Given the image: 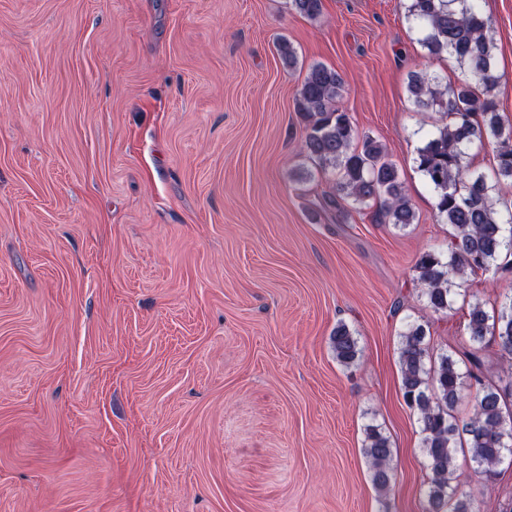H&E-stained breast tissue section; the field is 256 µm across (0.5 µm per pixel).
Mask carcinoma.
I'll use <instances>...</instances> for the list:
<instances>
[{"instance_id":"1","label":"carcinoma","mask_w":512,"mask_h":512,"mask_svg":"<svg viewBox=\"0 0 512 512\" xmlns=\"http://www.w3.org/2000/svg\"><path fill=\"white\" fill-rule=\"evenodd\" d=\"M296 13L316 20L322 0H289ZM407 18L422 34L428 53L452 59L461 78L448 87L433 74L414 72L408 97L420 112H439L446 122L435 127L417 151V169L436 194V216L451 227L448 253H422L415 263L416 279L426 306L446 313L452 288L468 272L492 268L512 275V210L500 211L494 198L505 181L512 182V123L499 114L494 93L500 74L490 36L491 19L481 0H407ZM344 80L336 70L311 66L297 89L295 102L305 123L302 150L316 165L336 175L333 190L317 200L323 211L344 220L365 207L399 228L415 223L416 214L405 195L398 169L376 139L359 136L348 114L338 106ZM497 145V167L491 177L469 171L467 151ZM466 334L481 345L492 339L501 356L498 381L484 382L462 371L451 353L427 364L426 330L410 324L401 335L399 364L406 403L417 410L423 452L432 477L427 512H441L454 502L453 512H476L471 495L454 484L457 448L466 443L475 473L491 479L506 457H512V296L490 314L481 302L470 306ZM336 360L345 367L357 363L362 350L344 324L331 337ZM473 412L466 419L453 414L463 397ZM364 454L373 483L382 493L390 488L393 448L376 427L366 431Z\"/></svg>"}]
</instances>
